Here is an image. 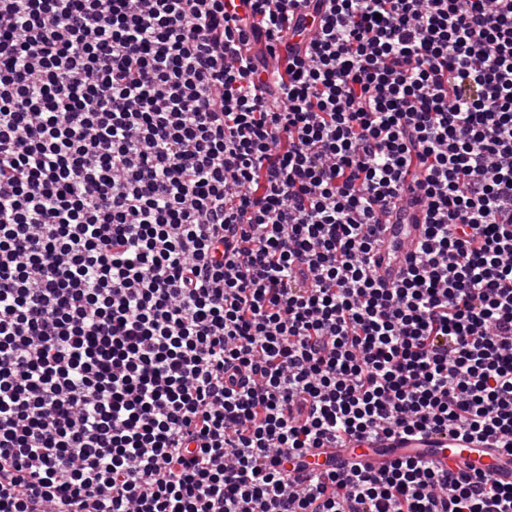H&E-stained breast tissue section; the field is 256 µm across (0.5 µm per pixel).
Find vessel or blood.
<instances>
[{
    "label": "vessel or blood",
    "mask_w": 512,
    "mask_h": 512,
    "mask_svg": "<svg viewBox=\"0 0 512 512\" xmlns=\"http://www.w3.org/2000/svg\"><path fill=\"white\" fill-rule=\"evenodd\" d=\"M421 235L422 227L418 224L388 225L385 237L389 246L377 256L378 275L385 283L397 281L401 259ZM403 454L419 455L443 467L453 464L479 469L498 481L512 483V456L490 447L489 443H472L448 432L429 431L420 437H383L365 444L352 442L347 444L343 456L362 458L377 470Z\"/></svg>",
    "instance_id": "b4317fda"
}]
</instances>
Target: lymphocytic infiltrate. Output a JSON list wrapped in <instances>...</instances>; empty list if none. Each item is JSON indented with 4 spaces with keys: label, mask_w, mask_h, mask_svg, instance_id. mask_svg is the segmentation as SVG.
Instances as JSON below:
<instances>
[{
    "label": "lymphocytic infiltrate",
    "mask_w": 512,
    "mask_h": 512,
    "mask_svg": "<svg viewBox=\"0 0 512 512\" xmlns=\"http://www.w3.org/2000/svg\"><path fill=\"white\" fill-rule=\"evenodd\" d=\"M426 430L512 456V0H0V512H512L302 474ZM387 228L385 237L392 248H385L377 255L378 276L390 285L397 281L400 259L412 250V245L422 235L421 224H384ZM402 244V252L397 250Z\"/></svg>",
    "instance_id": "1"
}]
</instances>
